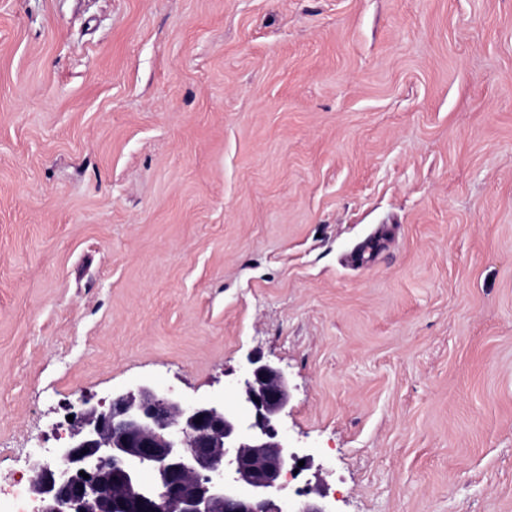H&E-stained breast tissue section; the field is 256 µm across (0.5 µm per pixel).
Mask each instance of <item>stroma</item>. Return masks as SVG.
I'll return each instance as SVG.
<instances>
[{"instance_id":"obj_1","label":"stroma","mask_w":512,"mask_h":512,"mask_svg":"<svg viewBox=\"0 0 512 512\" xmlns=\"http://www.w3.org/2000/svg\"><path fill=\"white\" fill-rule=\"evenodd\" d=\"M251 355L330 512H512V0H0V500Z\"/></svg>"}]
</instances>
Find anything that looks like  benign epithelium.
Returning <instances> with one entry per match:
<instances>
[{
	"label": "benign epithelium",
	"instance_id": "benign-epithelium-1",
	"mask_svg": "<svg viewBox=\"0 0 512 512\" xmlns=\"http://www.w3.org/2000/svg\"><path fill=\"white\" fill-rule=\"evenodd\" d=\"M245 372L232 411L151 384L106 409L81 400L69 439L30 480L40 512H289L282 476L302 457L280 430L288 380L254 357Z\"/></svg>",
	"mask_w": 512,
	"mask_h": 512
}]
</instances>
